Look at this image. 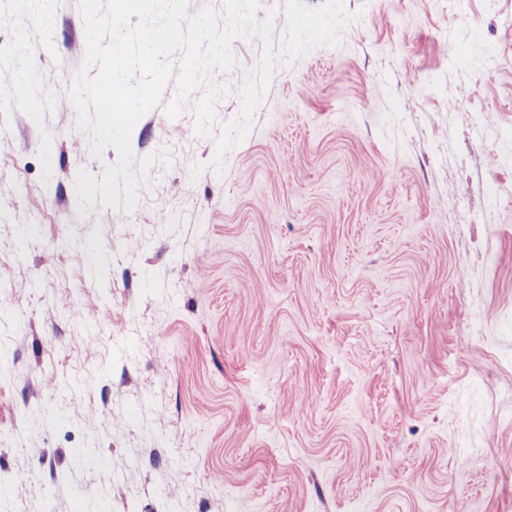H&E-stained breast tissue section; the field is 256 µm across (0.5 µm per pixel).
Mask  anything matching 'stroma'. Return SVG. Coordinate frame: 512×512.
<instances>
[{"label":"stroma","instance_id":"1","mask_svg":"<svg viewBox=\"0 0 512 512\" xmlns=\"http://www.w3.org/2000/svg\"><path fill=\"white\" fill-rule=\"evenodd\" d=\"M343 3L220 169L167 86L82 219L78 0H0V512H512V0Z\"/></svg>","mask_w":512,"mask_h":512}]
</instances>
